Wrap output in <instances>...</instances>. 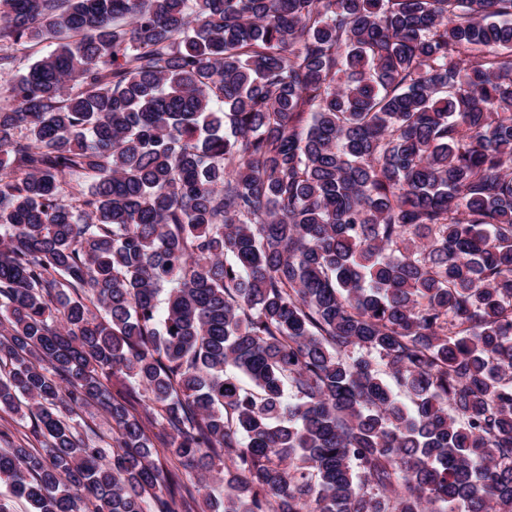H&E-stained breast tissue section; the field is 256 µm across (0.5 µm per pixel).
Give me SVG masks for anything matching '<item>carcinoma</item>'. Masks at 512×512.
I'll use <instances>...</instances> for the list:
<instances>
[{
  "mask_svg": "<svg viewBox=\"0 0 512 512\" xmlns=\"http://www.w3.org/2000/svg\"><path fill=\"white\" fill-rule=\"evenodd\" d=\"M46 40L0 512H512V0H0V70ZM82 418L84 420V423L82 422L83 431L88 432L90 435L104 436L106 439L112 436L110 424L104 416L95 409L88 408L84 410Z\"/></svg>",
  "mask_w": 512,
  "mask_h": 512,
  "instance_id": "1",
  "label": "carcinoma"
}]
</instances>
